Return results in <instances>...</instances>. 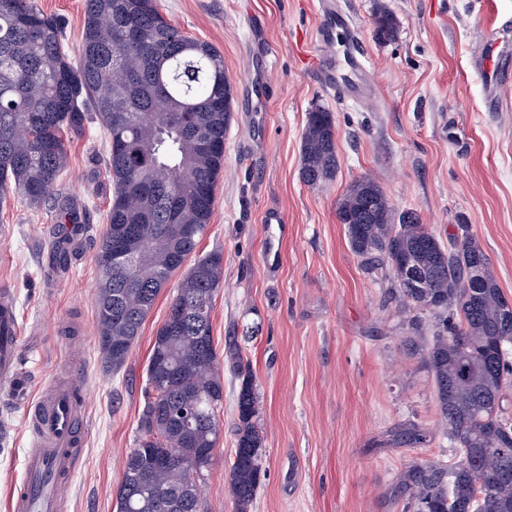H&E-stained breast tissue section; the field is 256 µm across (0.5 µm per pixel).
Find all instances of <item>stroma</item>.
<instances>
[{
  "instance_id": "35a3bbf8",
  "label": "stroma",
  "mask_w": 512,
  "mask_h": 512,
  "mask_svg": "<svg viewBox=\"0 0 512 512\" xmlns=\"http://www.w3.org/2000/svg\"><path fill=\"white\" fill-rule=\"evenodd\" d=\"M61 18L76 52L85 0H36ZM324 0H157L187 35L224 58L236 96L224 137V169L211 224L195 255L224 256L212 311L216 349L238 337L260 396L265 477L248 512H404L399 476L457 454L438 425L431 376L408 351L402 303L388 271L368 272L352 251L338 207L358 179H374L396 211H415L439 239L459 225L485 253L512 301V111L488 112L471 56L484 34L512 38V0H335L363 43L369 100L346 103L316 69ZM395 21L379 27L382 15ZM329 110L339 160L320 186L301 178L308 112ZM60 191L83 210L90 232L71 268L47 272L54 215L7 192L0 202V289L16 299L21 369L30 397L80 363L86 388L84 460L65 512H116L123 462L136 446L153 337L176 291L169 283L120 372L98 345L95 261L112 201L108 139L93 124L71 138ZM277 209L282 225L266 223ZM236 382L224 375L222 428L205 471L201 512H236L225 491L234 448ZM26 405L0 384V512L24 473ZM416 423L429 442L393 436Z\"/></svg>"
}]
</instances>
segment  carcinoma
I'll return each mask as SVG.
<instances>
[{
    "mask_svg": "<svg viewBox=\"0 0 512 512\" xmlns=\"http://www.w3.org/2000/svg\"><path fill=\"white\" fill-rule=\"evenodd\" d=\"M232 108L223 56L170 24L157 0H85L75 62L62 24L35 0H0V195L11 190L30 207L55 212L57 266L68 264L65 244L83 223L68 196L55 192L68 166L69 138L97 122L109 139L113 194L96 255V311L100 349L114 373L127 363L159 294L211 223ZM204 138L215 147L203 148ZM337 168L334 118L317 108L308 113L302 135L301 177L319 186L333 180ZM338 219L369 270L387 269L398 297L429 317L428 338L420 317L408 320V342L421 347L445 435L460 456L452 466L411 467L396 493L411 512H512V424L500 409L512 374V315L486 255L464 225L444 243L416 213L394 215L368 178L351 187ZM128 226L137 233L136 261L116 271L112 243ZM186 227L198 233L188 237ZM404 265L421 287L411 285ZM223 280L219 251L196 260L179 280L146 368L150 376L162 364L167 376L157 384L147 380L117 512H200L201 486L189 487L178 463L153 468L148 450L186 455L218 443L222 362L241 380L228 480L239 512H247L265 477L254 375L235 337H228L222 361L213 345V300ZM186 394L194 398L190 424L175 412ZM396 438L421 444L427 432L409 425Z\"/></svg>",
    "mask_w": 512,
    "mask_h": 512,
    "instance_id": "1",
    "label": "carcinoma"
}]
</instances>
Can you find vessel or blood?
Wrapping results in <instances>:
<instances>
[{
    "label": "vessel or blood",
    "mask_w": 512,
    "mask_h": 512,
    "mask_svg": "<svg viewBox=\"0 0 512 512\" xmlns=\"http://www.w3.org/2000/svg\"><path fill=\"white\" fill-rule=\"evenodd\" d=\"M362 49L351 55V77H341L338 67L324 68L321 81L345 101H356L369 92ZM472 70L482 83L489 109H503L504 70L493 53L491 36H484L473 57ZM6 308L0 312V379L11 381L14 391L27 392L28 379L20 372V351L12 332L16 304L9 290L0 291ZM85 395L80 379L55 383L29 404L26 417L28 448L24 458V478L11 489L9 512H62L69 483L84 454L76 424L82 420Z\"/></svg>",
    "instance_id": "obj_1"
}]
</instances>
